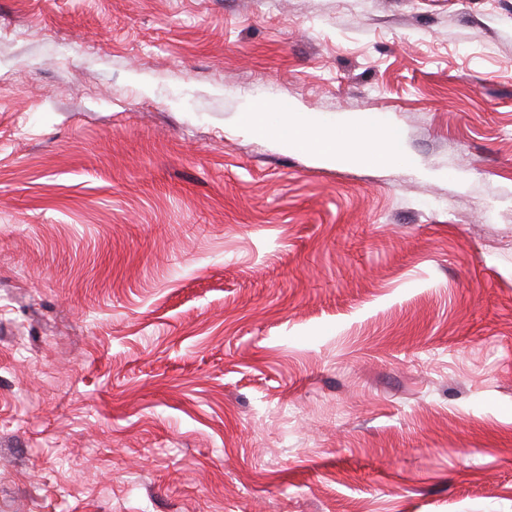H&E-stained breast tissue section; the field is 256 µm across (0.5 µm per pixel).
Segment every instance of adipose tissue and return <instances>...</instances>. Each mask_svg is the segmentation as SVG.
Instances as JSON below:
<instances>
[{
    "label": "adipose tissue",
    "instance_id": "1",
    "mask_svg": "<svg viewBox=\"0 0 512 512\" xmlns=\"http://www.w3.org/2000/svg\"><path fill=\"white\" fill-rule=\"evenodd\" d=\"M244 126L255 134L272 133L277 146L283 151L312 148L316 162L324 167L381 165L394 161L399 155L396 139L390 134L376 146L366 145L357 138L340 141L334 135L321 133L294 118L271 125L265 112L248 113Z\"/></svg>",
    "mask_w": 512,
    "mask_h": 512
}]
</instances>
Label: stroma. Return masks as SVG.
<instances>
[{
    "instance_id": "35a3bbf8",
    "label": "stroma",
    "mask_w": 512,
    "mask_h": 512,
    "mask_svg": "<svg viewBox=\"0 0 512 512\" xmlns=\"http://www.w3.org/2000/svg\"><path fill=\"white\" fill-rule=\"evenodd\" d=\"M0 512H512V0H0ZM270 112L248 113L243 126L251 133L272 132L280 150L292 151L297 147H311L314 159L324 167L381 165L394 161L400 152L395 137L386 133L378 146H367L359 138L338 141L336 135L323 134L304 122L289 118L272 126Z\"/></svg>"
}]
</instances>
